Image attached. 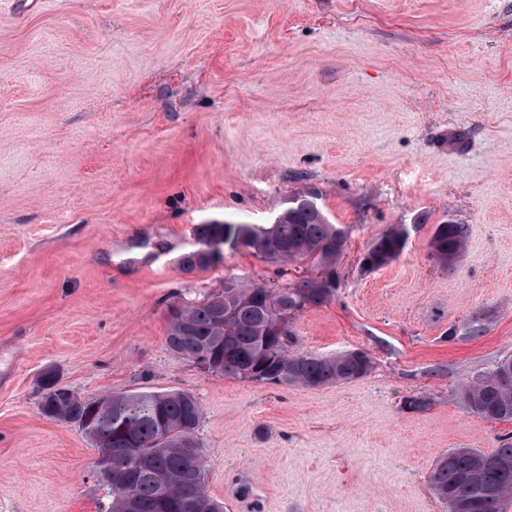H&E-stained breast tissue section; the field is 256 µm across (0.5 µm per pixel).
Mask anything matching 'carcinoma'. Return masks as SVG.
I'll return each mask as SVG.
<instances>
[{"mask_svg":"<svg viewBox=\"0 0 512 512\" xmlns=\"http://www.w3.org/2000/svg\"><path fill=\"white\" fill-rule=\"evenodd\" d=\"M197 248L182 255L186 274L204 270L222 259L215 243L235 250L249 249L267 258L308 259L322 269L321 277L336 287L335 264L345 250L347 231L331 223L319 206L304 205L285 212L279 224H200ZM467 227L445 222L436 227L431 254L442 265L452 264L464 251ZM407 235L394 224L367 249L363 265L376 270L399 258ZM331 294L302 280L296 287L274 291L239 281L190 305L170 307L168 348L191 361L206 351L208 372L273 384L322 387L359 379L372 368L362 349L322 357L293 351L291 323L310 304ZM288 307L283 322L278 306ZM39 384L44 391L40 410L49 419L74 424L92 442L121 448L137 460L132 471H120L112 483L106 512H224V506L204 488V449L182 448L196 431L203 408L192 394L142 390L112 395V409L96 406L61 384L49 368ZM468 410L491 421H512V366L506 373L493 368L464 386ZM429 486L443 503L465 505L463 512H509L512 507V441L490 453L454 448L439 457L429 474Z\"/></svg>","mask_w":512,"mask_h":512,"instance_id":"obj_1","label":"carcinoma"}]
</instances>
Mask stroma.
<instances>
[{"instance_id":"1","label":"stroma","mask_w":512,"mask_h":512,"mask_svg":"<svg viewBox=\"0 0 512 512\" xmlns=\"http://www.w3.org/2000/svg\"><path fill=\"white\" fill-rule=\"evenodd\" d=\"M308 189L348 238L293 347L359 348L371 372L276 385L172 352L170 305L319 276L231 248L179 264L198 225L266 224ZM446 221L469 228L449 268ZM393 224L403 253L365 270ZM510 355L512 0H0V512L112 498L40 410L49 367L86 398L196 396L224 512H448L434 462L512 437L462 387ZM467 227L464 224H438L430 242L431 254L443 266L451 265L464 251Z\"/></svg>"}]
</instances>
